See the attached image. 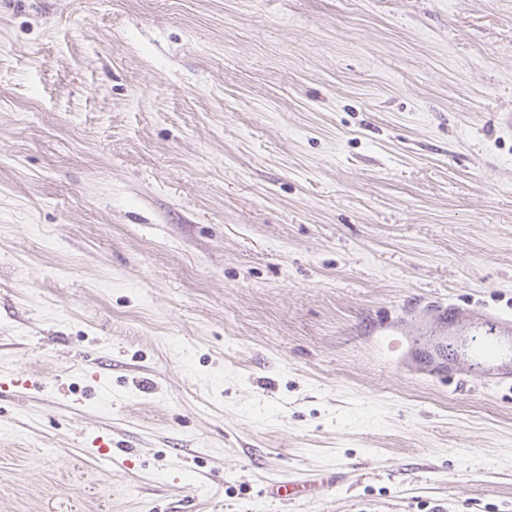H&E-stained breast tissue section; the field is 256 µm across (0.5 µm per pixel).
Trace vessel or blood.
<instances>
[{
    "instance_id": "b4317fda",
    "label": "vessel or blood",
    "mask_w": 512,
    "mask_h": 512,
    "mask_svg": "<svg viewBox=\"0 0 512 512\" xmlns=\"http://www.w3.org/2000/svg\"><path fill=\"white\" fill-rule=\"evenodd\" d=\"M490 326L471 341L474 369L483 383L512 387V316L491 315ZM308 479L298 476L267 487L270 498L288 501L297 498Z\"/></svg>"
}]
</instances>
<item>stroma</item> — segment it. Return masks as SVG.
<instances>
[{
	"label": "stroma",
	"mask_w": 512,
	"mask_h": 512,
	"mask_svg": "<svg viewBox=\"0 0 512 512\" xmlns=\"http://www.w3.org/2000/svg\"><path fill=\"white\" fill-rule=\"evenodd\" d=\"M441 301L512 313V0H0V512H512ZM310 480L305 476H296L292 480L284 479L278 485H270L266 489V494L273 499L288 501L297 498L301 493L300 485H307Z\"/></svg>",
	"instance_id": "obj_1"
}]
</instances>
